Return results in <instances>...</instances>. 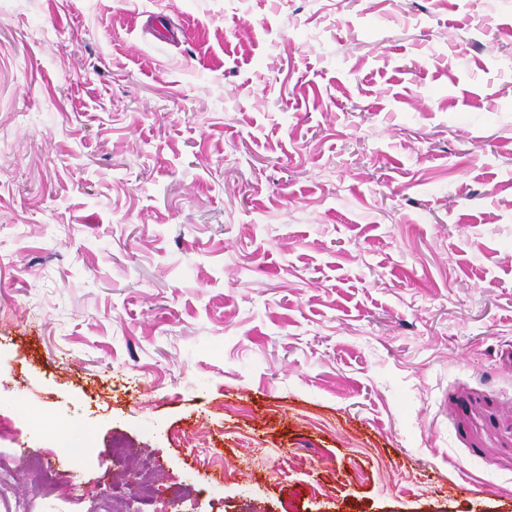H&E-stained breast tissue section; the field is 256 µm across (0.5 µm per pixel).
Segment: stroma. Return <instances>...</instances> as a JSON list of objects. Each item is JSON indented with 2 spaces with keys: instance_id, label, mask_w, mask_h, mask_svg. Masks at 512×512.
I'll list each match as a JSON object with an SVG mask.
<instances>
[{
  "instance_id": "stroma-1",
  "label": "stroma",
  "mask_w": 512,
  "mask_h": 512,
  "mask_svg": "<svg viewBox=\"0 0 512 512\" xmlns=\"http://www.w3.org/2000/svg\"><path fill=\"white\" fill-rule=\"evenodd\" d=\"M0 456L34 512H512V0H0Z\"/></svg>"
}]
</instances>
